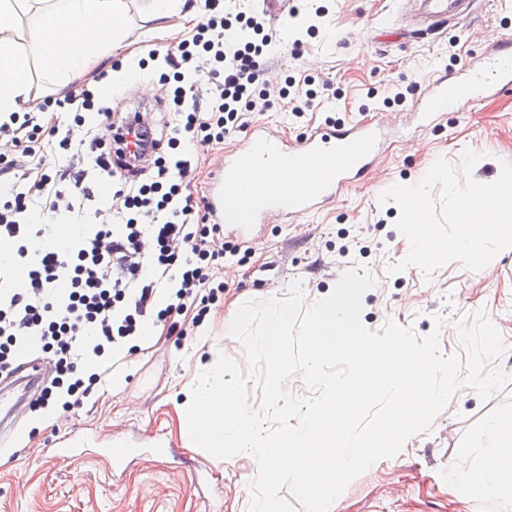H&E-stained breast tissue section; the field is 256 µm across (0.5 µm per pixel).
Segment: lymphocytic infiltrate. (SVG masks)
<instances>
[{
	"label": "lymphocytic infiltrate",
	"instance_id": "lymphocytic-infiltrate-1",
	"mask_svg": "<svg viewBox=\"0 0 512 512\" xmlns=\"http://www.w3.org/2000/svg\"><path fill=\"white\" fill-rule=\"evenodd\" d=\"M201 12L188 38L164 56L175 113L168 152L154 159L148 179H140L137 161L113 160L112 112L97 90L59 102L85 128L79 139L43 127L30 112L0 120V175L11 178L0 190V240L11 245L10 267L25 273L20 285L0 284V375L12 374L18 350L35 343L55 358L63 409L79 406L101 379L80 377L79 364L98 361L151 324L183 336L172 315L215 299L211 272L224 257L217 246L223 227L211 222L203 199L185 192L192 170L183 143H220L237 127L273 37L257 17L234 24L224 0H201ZM44 134L57 138L66 163L33 180L26 159ZM97 183L110 186L117 223H82ZM61 218L78 223L64 244L55 237Z\"/></svg>",
	"mask_w": 512,
	"mask_h": 512
}]
</instances>
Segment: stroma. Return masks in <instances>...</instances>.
I'll use <instances>...</instances> for the list:
<instances>
[{"instance_id":"obj_1","label":"stroma","mask_w":512,"mask_h":512,"mask_svg":"<svg viewBox=\"0 0 512 512\" xmlns=\"http://www.w3.org/2000/svg\"><path fill=\"white\" fill-rule=\"evenodd\" d=\"M401 3L322 0L326 14L314 31L307 21L310 0H293L294 17L266 14L282 47L263 77L266 96L244 108L240 127L223 144L194 148V196H205L225 151L258 126L294 142L331 118L341 125L364 120L386 133L377 161L300 221L275 218L243 232L225 228L228 253L214 277L218 300L178 315L183 338L160 326L139 337L73 411L43 404L34 393L19 414L22 442L0 453V512H248L257 462L242 454L221 460L190 446L180 404L218 354L247 367L239 343L224 334L225 316L250 299L286 297L296 279L312 303L332 292L343 271L366 267L376 284L362 296L363 324L378 329L391 320L421 336L438 332L447 354L461 350L456 324L473 326L484 313L504 343L488 366L512 374V251L475 272L455 261L429 277L412 267L389 273L407 243L395 227L398 207L379 201L387 188L421 179L440 157L456 165L465 151L478 154L473 177L481 183L496 180L502 162H512V92L467 101L424 127L413 115L415 101L437 78L478 65L512 35V0H468L465 16L429 28L412 27ZM130 28L83 82L109 90L114 119L141 110L162 133L173 118L171 90L153 78L157 64L149 53L176 48L193 24L174 17L158 29L135 22ZM117 62L127 73L115 80ZM289 77L293 95L281 92ZM297 106L303 116H295ZM491 419L512 435V382L486 400L460 386L427 431L354 479L330 512H512V496L481 489L490 473L512 488V446L491 457L480 446ZM115 439L142 449V456L113 469L104 447Z\"/></svg>"}]
</instances>
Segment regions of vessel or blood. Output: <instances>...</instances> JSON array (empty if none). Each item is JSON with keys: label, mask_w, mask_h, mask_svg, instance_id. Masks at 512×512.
<instances>
[{"label": "vessel or blood", "mask_w": 512, "mask_h": 512, "mask_svg": "<svg viewBox=\"0 0 512 512\" xmlns=\"http://www.w3.org/2000/svg\"><path fill=\"white\" fill-rule=\"evenodd\" d=\"M462 0H423L427 17L441 20L461 12ZM512 90V38L501 41L475 70L450 81L439 79L416 105L421 121L446 109L449 99L463 95L480 99ZM384 136L381 128L364 123L342 130L315 132L289 142L267 128L253 129L236 149L226 152L224 165L213 176L206 200L217 222L239 230L264 223L272 214L300 220L351 186L374 163ZM288 167L298 178L288 186L273 180L256 182L258 172Z\"/></svg>", "instance_id": "b4317fda"}]
</instances>
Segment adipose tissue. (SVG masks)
<instances>
[{
  "instance_id": "obj_1",
  "label": "adipose tissue",
  "mask_w": 512,
  "mask_h": 512,
  "mask_svg": "<svg viewBox=\"0 0 512 512\" xmlns=\"http://www.w3.org/2000/svg\"><path fill=\"white\" fill-rule=\"evenodd\" d=\"M0 0V114L21 111L42 97L30 79L42 65L62 85L92 69L100 55L127 35V19L143 23L200 14L199 0Z\"/></svg>"
}]
</instances>
